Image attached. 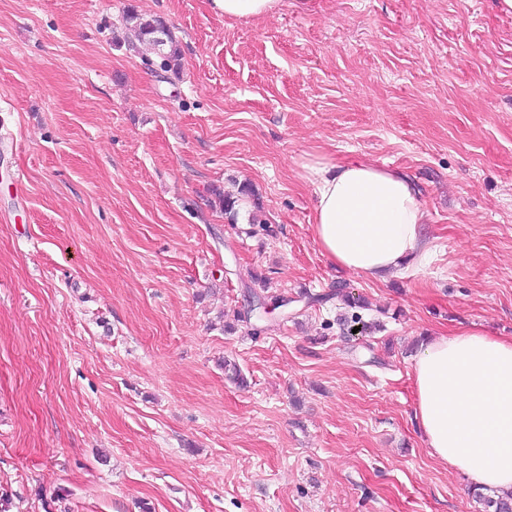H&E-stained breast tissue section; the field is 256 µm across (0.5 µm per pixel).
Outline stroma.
I'll use <instances>...</instances> for the list:
<instances>
[{
	"label": "stroma",
	"instance_id": "obj_1",
	"mask_svg": "<svg viewBox=\"0 0 512 512\" xmlns=\"http://www.w3.org/2000/svg\"><path fill=\"white\" fill-rule=\"evenodd\" d=\"M316 156L407 176L430 263L333 265ZM472 323L512 336L504 0H0V512H477L412 372ZM225 17L253 19L270 13L276 0H213ZM126 29L128 30L127 38L133 43L137 41L139 44L148 43L159 52L162 58L161 67L164 69H171L178 66L179 49L176 42L169 33L167 27L156 18H148L138 14L129 13L125 17ZM162 29V40H157V30ZM167 49L164 50L163 47ZM156 47H162L157 50Z\"/></svg>",
	"mask_w": 512,
	"mask_h": 512
}]
</instances>
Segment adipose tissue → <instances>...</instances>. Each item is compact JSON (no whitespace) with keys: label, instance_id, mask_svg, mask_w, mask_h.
Listing matches in <instances>:
<instances>
[{"label":"adipose tissue","instance_id":"1","mask_svg":"<svg viewBox=\"0 0 512 512\" xmlns=\"http://www.w3.org/2000/svg\"><path fill=\"white\" fill-rule=\"evenodd\" d=\"M303 170L316 197L314 233L336 266L383 281L420 262L425 213L406 176L319 159ZM412 365L414 419L430 455L473 491L512 493V336L475 324L425 336Z\"/></svg>","mask_w":512,"mask_h":512}]
</instances>
